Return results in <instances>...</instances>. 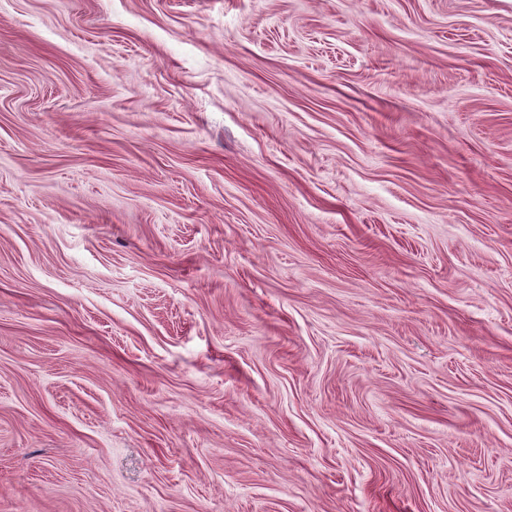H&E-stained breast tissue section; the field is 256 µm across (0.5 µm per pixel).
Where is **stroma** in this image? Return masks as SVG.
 I'll return each mask as SVG.
<instances>
[{"instance_id":"35a3bbf8","label":"stroma","mask_w":512,"mask_h":512,"mask_svg":"<svg viewBox=\"0 0 512 512\" xmlns=\"http://www.w3.org/2000/svg\"><path fill=\"white\" fill-rule=\"evenodd\" d=\"M0 512H512V0H0Z\"/></svg>"}]
</instances>
